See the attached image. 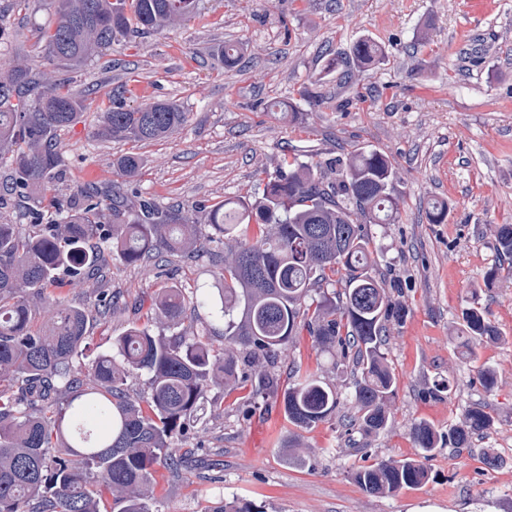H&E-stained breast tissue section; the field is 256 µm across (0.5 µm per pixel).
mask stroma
Returning a JSON list of instances; mask_svg holds the SVG:
<instances>
[{
  "label": "stroma",
  "mask_w": 512,
  "mask_h": 512,
  "mask_svg": "<svg viewBox=\"0 0 512 512\" xmlns=\"http://www.w3.org/2000/svg\"><path fill=\"white\" fill-rule=\"evenodd\" d=\"M55 21L46 0L22 9L0 0L8 32L0 73L23 66L40 85L85 96L78 121L56 138L64 172L46 196L61 206L77 202L86 184L116 181L112 163L129 151L143 163L127 194L180 207L200 224L210 206L253 193L287 155L325 163L367 147L386 154L395 171L398 219L369 226L378 270L408 310L384 348L397 381L387 429L354 443L329 423H288L282 388L295 362L333 384L345 412L354 410L349 367L301 334L279 354L278 386L249 420L230 388L206 390L196 434L171 441L186 462L178 474L156 473L152 512H217L230 502L253 512H512V264H500L495 234L496 225L512 224V0H199L195 17L122 38L77 73L46 55L41 33ZM362 39L379 43L385 59L353 69L351 85H340L327 61ZM227 41L246 47L230 70L218 59ZM310 85L319 95L313 103L300 95ZM156 100L181 105V131L148 143L99 137L113 102ZM272 101L294 103L304 123L266 116ZM436 200L448 204L441 224L428 220ZM494 267L498 277L485 287ZM223 274L220 256L160 269L115 260L104 277L53 296L87 312L90 360L111 351L131 323L166 337L202 333L219 351L223 320L204 312L177 326L146 312L159 288L189 295L219 288ZM103 289L119 302L104 319L96 307ZM475 289L502 337L466 356L454 336ZM483 366L496 373L489 391L478 381ZM441 380L450 392L433 393ZM475 403L492 416L490 428L470 448L436 449L418 488L381 497L354 482L357 467L418 457L416 425L448 433Z\"/></svg>",
  "instance_id": "35a3bbf8"
}]
</instances>
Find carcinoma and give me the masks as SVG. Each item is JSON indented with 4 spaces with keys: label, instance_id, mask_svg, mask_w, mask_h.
I'll use <instances>...</instances> for the list:
<instances>
[{
    "label": "carcinoma",
    "instance_id": "obj_1",
    "mask_svg": "<svg viewBox=\"0 0 512 512\" xmlns=\"http://www.w3.org/2000/svg\"><path fill=\"white\" fill-rule=\"evenodd\" d=\"M54 28L43 38L48 54L76 71L118 38L158 32L196 13L197 0H50ZM358 63L382 55L378 43L363 39L351 50ZM242 55L226 43L220 62L232 67ZM84 99L63 86L39 89L20 66L0 79V160L13 169L7 190L28 199L32 233L0 223V512H102L101 488L112 495V512H151L155 465L180 469L170 448L175 435L194 433L204 392L241 378L240 361L274 362L293 337L307 331L321 348L354 367L359 379L355 412L340 414L336 387L302 366L291 367L283 393L288 423L312 429L336 421L347 434L384 430L396 390L383 346L389 325L407 312L373 275L371 238L353 215L370 224H393L399 200L390 184L387 156L362 148L335 161L329 180L321 164L284 159L277 174L258 184L254 198L226 199L209 208L207 224L151 200L132 202L123 189L91 187L67 210L45 216L44 191L63 172L54 135L76 119ZM187 113L159 100L127 109L113 104L98 134L106 139L151 142L182 129ZM142 159L124 154L113 166L124 182ZM257 227L253 242H239L224 266V289L206 288L194 307L224 317V350L205 339L156 336L132 324L116 337V352L98 355L91 379L79 368L87 340L88 315L80 307L55 305L37 320V302L106 269L105 252L126 264L171 257L198 258L237 241L243 228ZM501 254L512 259V224L496 228ZM342 284L327 297L325 288ZM186 307L183 290L159 289L150 309L178 325ZM498 331L471 292L457 340L465 348L495 340ZM149 373V395L130 397L133 371ZM491 424L484 407L468 408L463 422L442 436L431 426L415 428V447L427 455L449 441L470 447V438ZM427 471L419 461H380L360 467L353 479L366 493L391 495L421 485Z\"/></svg>",
    "mask_w": 512,
    "mask_h": 512
}]
</instances>
